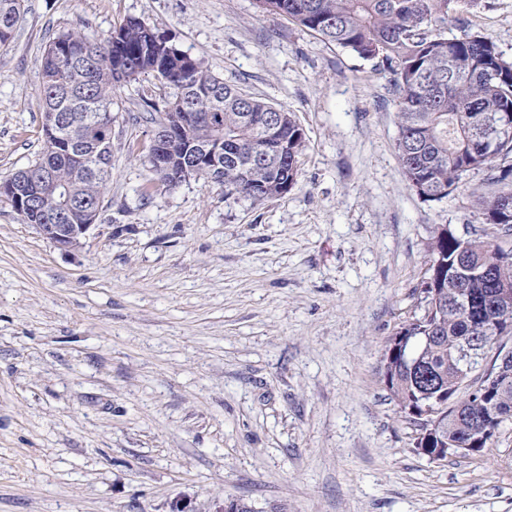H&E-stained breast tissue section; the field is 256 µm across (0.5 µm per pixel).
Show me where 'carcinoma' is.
<instances>
[{"mask_svg":"<svg viewBox=\"0 0 512 512\" xmlns=\"http://www.w3.org/2000/svg\"><path fill=\"white\" fill-rule=\"evenodd\" d=\"M23 0H0V45L13 38ZM457 0H257L264 16L286 17L323 40L364 60H376L393 75L397 91L399 135L397 153L409 185L426 201H440L459 187L463 173L486 169L491 183L501 186L492 196L477 190L484 223L512 233V137L491 147L487 128L498 120L512 122V61L481 33L448 38V22ZM183 53L137 18H128L103 41L79 31L58 35L40 60L44 147L34 170H47L60 193L46 207H67L71 223L83 224V206L99 205L106 190L94 166L111 156V137L91 131L88 112H112L117 84L145 73L176 90L164 112L149 113L148 123L162 119L171 132L153 148L151 167L170 186L173 177L157 168L162 152L176 167L193 144L219 136L224 143V170L201 172L254 203L288 193L296 183L305 146L303 129L292 113L243 89L227 84L203 62L182 64ZM30 171L4 183L0 196L26 224H45L40 211L23 207L34 192ZM443 254L460 274L441 281L439 298L401 328L411 338L425 337L414 349L419 364L439 370L448 388V407L441 410L442 432L462 439L486 412L477 397L468 398L458 382L454 359L463 341L476 329L492 324L498 310L486 304L493 288L512 289V249L495 245L486 229H472L460 238L435 237L429 263ZM389 389L400 409L417 400L422 380L409 362H385ZM495 403L512 412V368L503 373Z\"/></svg>","mask_w":512,"mask_h":512,"instance_id":"carcinoma-1","label":"carcinoma"}]
</instances>
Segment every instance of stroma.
<instances>
[{
  "mask_svg": "<svg viewBox=\"0 0 512 512\" xmlns=\"http://www.w3.org/2000/svg\"><path fill=\"white\" fill-rule=\"evenodd\" d=\"M512 60V0L469 8ZM135 17L225 82L293 113L297 183L255 204L164 183L148 160L174 91L112 93L96 227L64 251L0 198V512H512V421L435 460L387 387L392 338L421 314L428 245L483 220L470 192L423 200L397 155L389 72L256 0H24L0 46V181L44 148L40 57Z\"/></svg>",
  "mask_w": 512,
  "mask_h": 512,
  "instance_id": "35a3bbf8",
  "label": "stroma"
}]
</instances>
